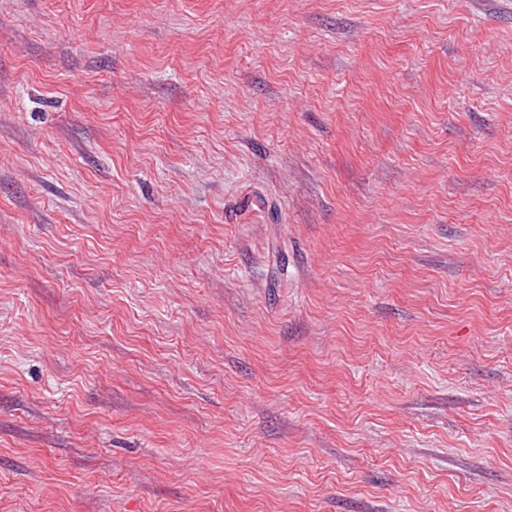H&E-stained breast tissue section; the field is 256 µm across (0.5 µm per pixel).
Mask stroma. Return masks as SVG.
Here are the masks:
<instances>
[{
  "instance_id": "obj_1",
  "label": "stroma",
  "mask_w": 512,
  "mask_h": 512,
  "mask_svg": "<svg viewBox=\"0 0 512 512\" xmlns=\"http://www.w3.org/2000/svg\"><path fill=\"white\" fill-rule=\"evenodd\" d=\"M0 512H512V0H0Z\"/></svg>"
}]
</instances>
